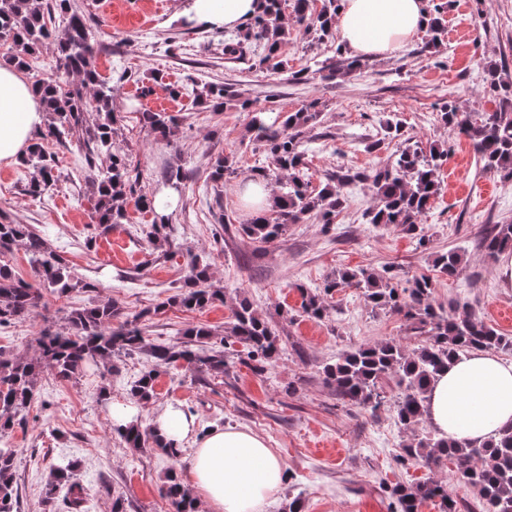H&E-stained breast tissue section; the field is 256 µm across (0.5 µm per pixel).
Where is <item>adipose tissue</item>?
Masks as SVG:
<instances>
[{"label":"adipose tissue","mask_w":512,"mask_h":512,"mask_svg":"<svg viewBox=\"0 0 512 512\" xmlns=\"http://www.w3.org/2000/svg\"><path fill=\"white\" fill-rule=\"evenodd\" d=\"M261 9V0H192L188 20L232 30ZM428 0H342L336 30L353 57L395 56L425 28ZM47 121L40 99L17 69L0 67V161L22 157ZM425 416L437 433L487 441L512 427V360L474 351L452 363L433 383ZM156 433L177 444L194 440L189 492L207 512H265L278 492L284 466L258 436L215 429L197 436L192 415L169 403L152 421Z\"/></svg>","instance_id":"1"}]
</instances>
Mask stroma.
<instances>
[{"instance_id":"obj_1","label":"stroma","mask_w":512,"mask_h":512,"mask_svg":"<svg viewBox=\"0 0 512 512\" xmlns=\"http://www.w3.org/2000/svg\"><path fill=\"white\" fill-rule=\"evenodd\" d=\"M70 2L84 14L100 47L95 66L101 80L113 81L118 68L132 72L130 79L113 82L116 149L137 167L147 193L169 188L171 172L188 173L189 179L179 187L166 229L167 250L160 253L146 237L153 216L134 201H127L122 223H93L96 197L78 138L63 144L43 140V149L55 158L57 181L41 196L29 192L32 169L0 161V222L44 231L81 283L63 297L45 293L43 315L0 326V352L32 355L33 339L45 322L66 325L75 309L112 300L129 318L154 307L182 293L188 257L201 255L211 265V286L224 291L223 301L201 311L171 307L150 316V343L175 342L194 325L223 333L245 299L276 331L279 356L258 375L239 363L240 344L227 342L224 356L233 366L226 376L200 374L182 364L160 369L153 399L138 408L143 426L174 402L194 417L200 433L235 427L263 439L285 466L283 486L266 512H284L296 499L302 512H390V487L426 480L445 483L451 493L473 501V491L457 486L452 465L400 464L404 444L432 427L424 420L411 430L398 423L392 406L401 393L396 378L384 381L389 404L374 415L338 398L323 380L324 365L346 350L387 340L409 352L417 348L420 340L402 316L372 311L359 290L345 288L330 297L328 316L315 320L302 313L299 290L323 287L334 271L357 266L380 271L393 265L408 277L429 275L435 253L454 249L463 254L465 269L459 277L438 280L436 300L475 298L477 314L512 335V283L479 245L486 227L512 220V179L482 172L467 141H449L440 121L447 103L466 112L497 108L484 82L486 65L497 64L503 81L512 84V0H448L437 53L422 52L417 38L396 56L365 59L349 77L301 82L292 80V72L334 58L339 39L314 48L308 35L294 31L283 49L287 71L272 75L257 67L255 54L241 60L225 56L222 35L188 30L184 20L191 0ZM194 80L232 84L251 100V111L230 101L215 112L197 104L193 94L175 99L166 90ZM311 102L320 114L306 154L315 189L339 167L369 174L385 165L400 148L399 140L385 138L387 122H401L426 150L451 143L441 190L419 219L432 238L429 249L418 248L398 226L368 224L365 213L374 199L360 186L350 190L330 232L317 224H292L285 235L259 246L238 233L252 217L241 198L252 169H269V185L279 184L271 158L248 131L252 111L293 112ZM146 110L179 117L170 140L156 139L142 126ZM377 140L381 150H371ZM220 155L232 157L238 175L216 183L210 173ZM151 365L146 353L136 352L113 369L86 363L70 381L48 370L39 375L25 423L4 437L18 450L20 512H67L64 491L51 501L42 499L52 468L63 461L77 464L74 479L85 491L88 512H112L118 497L126 512H172L159 487L169 468L187 477L191 448H184V460L175 464L151 448L132 451L112 428L113 407L131 404L132 383ZM103 388L111 398L101 402Z\"/></svg>"}]
</instances>
